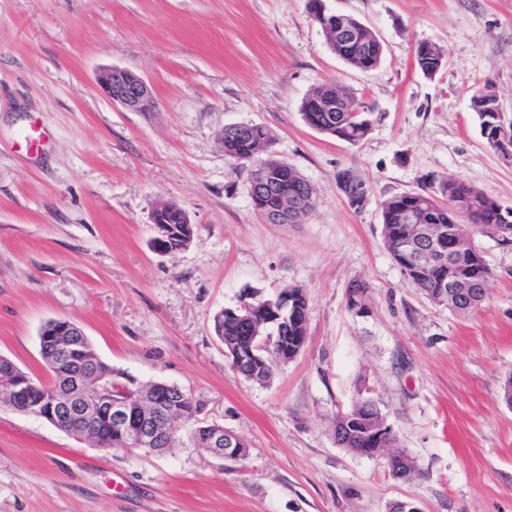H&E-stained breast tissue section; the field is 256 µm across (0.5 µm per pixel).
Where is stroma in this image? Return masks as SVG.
<instances>
[{
	"label": "stroma",
	"instance_id": "stroma-1",
	"mask_svg": "<svg viewBox=\"0 0 512 512\" xmlns=\"http://www.w3.org/2000/svg\"><path fill=\"white\" fill-rule=\"evenodd\" d=\"M381 40L364 72L328 47L308 0H0V356L50 383L40 330L80 326L100 359L138 384L191 394L242 437L214 458L181 433L163 453L106 451L0 404V512H512V243L480 236L492 276L467 315L409 286L381 236V203L459 177L512 207V161L470 108L488 81L512 116V0H324ZM421 41L447 64L413 66ZM129 70L156 107L103 96L100 69ZM334 80L372 107L351 145L307 126L308 91ZM257 124L267 154L313 190L311 214L270 224L220 134ZM46 133L28 152L21 132ZM367 190L350 204L338 176ZM181 207L188 246L159 251L155 206ZM362 283L359 307L347 291ZM301 288L306 343L270 380L231 367L213 317L247 288ZM378 397L414 462L337 445L332 419Z\"/></svg>",
	"mask_w": 512,
	"mask_h": 512
}]
</instances>
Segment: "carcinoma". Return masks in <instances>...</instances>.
I'll return each mask as SVG.
<instances>
[{
    "mask_svg": "<svg viewBox=\"0 0 512 512\" xmlns=\"http://www.w3.org/2000/svg\"><path fill=\"white\" fill-rule=\"evenodd\" d=\"M384 47L376 34H370L368 42L358 45L343 39L336 42V55L346 63L363 71L376 69L383 58ZM416 68L424 76L434 77L446 64L444 51L433 46L426 54L414 53ZM331 100L336 103L334 112H317L314 104ZM497 100L496 94L490 90L489 83L475 89L472 97V110L478 122L480 133L491 149L499 150L493 135L485 133V125L492 119L491 113L485 111L488 101ZM301 116L309 127L335 137L346 136V142L352 145L361 143L371 131L373 125V110L360 102L354 95L342 90L333 83L325 82L313 87L301 105ZM270 142L268 130L253 124L249 131L233 139L224 137V155L236 166H245L248 159L258 154L263 145ZM423 206L429 211L433 223L450 227L457 224H467L470 227L469 239L477 234L488 235L495 233L496 226L505 223L504 216H512V207L500 205L486 192L479 190L460 178H443L433 181L420 192H403L386 198L382 204V239L390 256H395L396 242L407 235L406 225L400 223V214L408 209ZM407 282L424 292L434 304L446 305L439 297L437 288L441 269L434 267L426 276H419L399 265ZM213 329L218 339L233 356L243 353H255L257 361H247L245 366L232 361V368L247 380L262 384L270 380L273 366L283 360L284 345L296 344L304 340L306 325L301 321H289L288 327L281 332V337L270 340L261 348H255V341L249 332V325L242 321L215 315ZM79 360L93 362L99 373L107 375V381L115 397H127L134 389V382L120 381L121 374L102 362L91 343H86L84 353ZM199 407L189 395H184L178 404V410L169 425V432L162 446L146 447V452H161L170 448L179 439L180 432L188 427L195 444L204 447L205 435L209 424L197 417ZM386 419L378 402L367 398L356 402L351 408L339 411L334 418V429H342L343 434L339 445L353 450L368 448L372 445L371 431L375 423ZM92 441L99 448L133 449V445L125 442L111 430L108 422H101L97 432L92 435Z\"/></svg>",
    "mask_w": 512,
    "mask_h": 512,
    "instance_id": "carcinoma-1",
    "label": "carcinoma"
}]
</instances>
